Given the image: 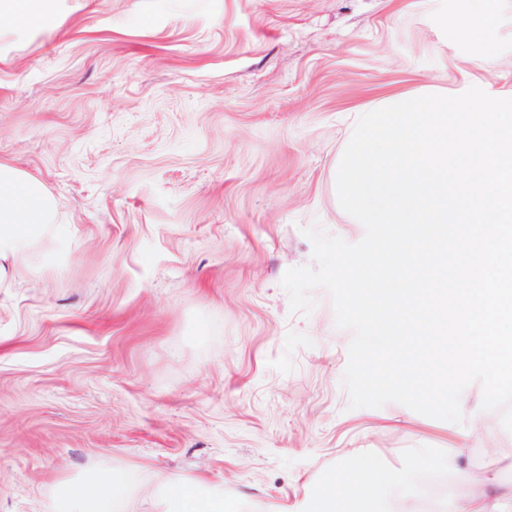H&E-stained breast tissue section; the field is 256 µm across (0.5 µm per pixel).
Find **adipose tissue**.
I'll list each match as a JSON object with an SVG mask.
<instances>
[{
    "label": "adipose tissue",
    "instance_id": "adipose-tissue-1",
    "mask_svg": "<svg viewBox=\"0 0 512 512\" xmlns=\"http://www.w3.org/2000/svg\"><path fill=\"white\" fill-rule=\"evenodd\" d=\"M61 13V0H0V32L34 26L52 32ZM68 225L57 221V203L41 182L0 163V288L8 287L15 271L34 246L63 240ZM468 482L478 494L465 506L449 500L446 512H512V484L494 483L471 471ZM394 478L374 459L361 456L333 470L319 512H387ZM129 488L125 474L106 471L67 483L51 512H127ZM148 512H224V491L198 490L177 475L158 477L147 494Z\"/></svg>",
    "mask_w": 512,
    "mask_h": 512
}]
</instances>
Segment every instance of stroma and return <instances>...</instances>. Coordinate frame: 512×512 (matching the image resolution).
Masks as SVG:
<instances>
[{"mask_svg": "<svg viewBox=\"0 0 512 512\" xmlns=\"http://www.w3.org/2000/svg\"><path fill=\"white\" fill-rule=\"evenodd\" d=\"M64 0L53 33L0 36V162L58 202L0 288V512H47L109 468L141 508L162 473L251 507L316 512L360 456L415 506L419 450L451 422L349 409V331L313 290L290 310L305 228L358 242L337 170L361 108L397 92L512 91V0ZM461 396L454 472L512 481V433Z\"/></svg>", "mask_w": 512, "mask_h": 512, "instance_id": "35a3bbf8", "label": "stroma"}]
</instances>
